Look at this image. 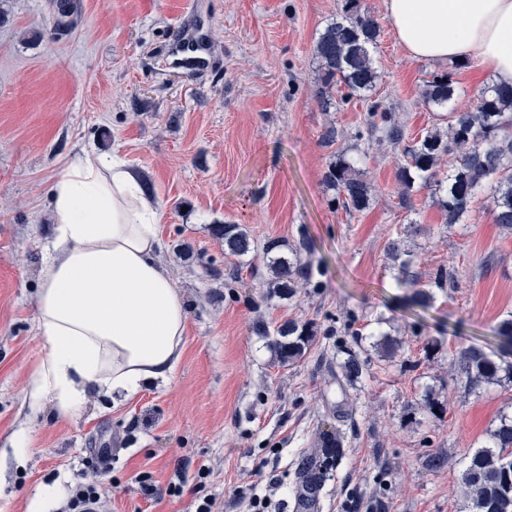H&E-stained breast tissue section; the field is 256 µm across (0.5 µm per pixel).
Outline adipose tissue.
<instances>
[{
	"mask_svg": "<svg viewBox=\"0 0 512 512\" xmlns=\"http://www.w3.org/2000/svg\"><path fill=\"white\" fill-rule=\"evenodd\" d=\"M396 36L420 59L473 60L512 84V0H385ZM52 249L36 295L42 359L27 400L60 413L87 394L123 397L169 380L186 328L184 302L160 258V210L139 178L78 155L50 194Z\"/></svg>",
	"mask_w": 512,
	"mask_h": 512,
	"instance_id": "obj_1",
	"label": "adipose tissue"
}]
</instances>
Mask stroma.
Listing matches in <instances>:
<instances>
[{
  "label": "stroma",
  "mask_w": 512,
  "mask_h": 512,
  "mask_svg": "<svg viewBox=\"0 0 512 512\" xmlns=\"http://www.w3.org/2000/svg\"><path fill=\"white\" fill-rule=\"evenodd\" d=\"M343 3L82 0L77 27L55 38L49 0H0V512H61L95 474L93 448L112 451L110 470L95 474L109 512H195L199 485L221 512H244L240 494L264 493L273 478L280 512H293L294 462L324 434L345 455L321 512H468L463 471L512 416V386L467 390L454 362L472 345L512 353L497 334L512 318V230L481 194L452 227L431 189L402 198V155L364 132L375 102L409 138L446 127L451 109L474 106L494 79L470 62L412 57L384 0H360L381 25V79L370 99L322 111L314 46ZM442 71L456 96L436 112L422 93ZM329 123L331 148L321 141ZM80 150L123 161L154 195L187 322L169 383L128 399L93 393L63 415L51 398L33 408L26 395L42 357L35 298L53 235L50 189ZM337 151L359 159L374 188L364 211L338 206L324 183ZM215 224L244 225L259 246L299 247L310 285L269 295L254 275L261 256L238 265ZM408 226L412 288L397 284L387 257ZM441 266L454 286L434 287ZM418 289L432 293L428 307L414 302ZM290 320L314 338L283 366L255 327ZM384 333L402 343L390 361L376 347ZM348 350L364 365L353 386L339 367ZM433 454L443 468L427 466ZM177 482L182 494L167 495Z\"/></svg>",
  "instance_id": "stroma-1"
}]
</instances>
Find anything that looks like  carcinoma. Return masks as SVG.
I'll list each match as a JSON object with an SVG mask.
<instances>
[{"label": "carcinoma", "mask_w": 512, "mask_h": 512, "mask_svg": "<svg viewBox=\"0 0 512 512\" xmlns=\"http://www.w3.org/2000/svg\"><path fill=\"white\" fill-rule=\"evenodd\" d=\"M55 23L53 34L68 31L80 13V0H52ZM380 35L379 23L360 11L355 0H346L343 12L321 33L315 44L323 85L319 102L323 110L337 108L338 101L330 89L338 85L346 90L341 101L348 103L372 92L379 79L374 49ZM455 85L451 73L432 76L426 82L423 97L432 109L448 108L454 99ZM367 133L381 132L399 146L405 138L404 126L393 113L376 103L366 117ZM404 163L398 179L402 193L415 188L434 186L445 223L458 224L468 212L475 196L488 192L495 223L512 229V85L492 84L478 94L474 107L451 113L448 132L430 130L416 142L404 147ZM457 157L448 179H436L435 168L448 156ZM324 181L335 191L334 202L348 211L361 212L373 201V188L356 169L355 161L341 156L332 160ZM214 234L224 241V252L247 258L254 250L247 230L239 224H219ZM266 276L263 286L279 297H293L299 281H310V269L296 254H288L278 239L267 241ZM387 255L398 263L399 282L409 283L408 263L401 260L397 243L388 246ZM258 333L270 340L276 359L294 363L306 354L312 341L311 329L305 324L288 321L274 331L262 325ZM458 367L468 385L477 388L485 383H512V362H499L475 348L458 353ZM346 381L356 382L362 364L353 352H346L342 365ZM344 457L340 440L324 441L321 447L302 452L295 461V512H320L321 492ZM469 490L471 512H512V418H502L491 434L490 442L476 449L463 473Z\"/></svg>", "instance_id": "1"}]
</instances>
